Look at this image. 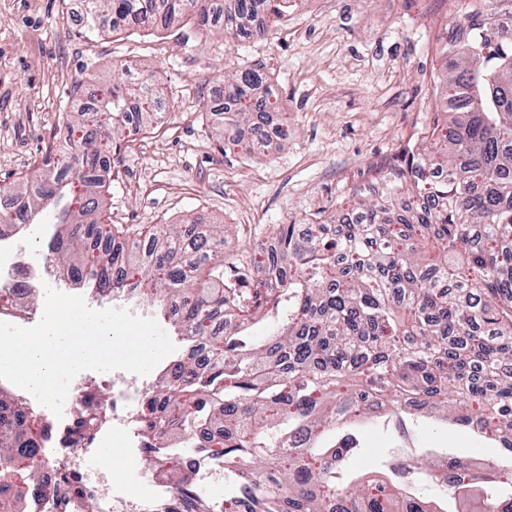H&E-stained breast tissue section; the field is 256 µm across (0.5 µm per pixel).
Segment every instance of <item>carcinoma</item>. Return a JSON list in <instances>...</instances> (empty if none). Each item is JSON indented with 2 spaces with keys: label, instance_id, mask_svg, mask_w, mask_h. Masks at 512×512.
I'll list each match as a JSON object with an SVG mask.
<instances>
[{
  "label": "carcinoma",
  "instance_id": "1",
  "mask_svg": "<svg viewBox=\"0 0 512 512\" xmlns=\"http://www.w3.org/2000/svg\"><path fill=\"white\" fill-rule=\"evenodd\" d=\"M498 2L475 0L471 37L445 49L443 92L468 105L435 113L422 136L431 151L409 155L375 185L402 200L395 215L364 201L351 224L315 213L307 231L280 224L273 247L236 259L224 255L228 226L193 235L170 224L149 234L145 252L124 245L130 230L105 219V146L67 156L79 195L67 197L70 183L48 156L22 193L26 211L0 212L4 224H53L47 253L80 287L133 294L149 285L170 302L166 315L184 342L215 335L212 310L234 314L220 340L175 360L146 400L143 435L174 485L188 482L182 456L161 449L177 438L195 455L224 457L231 490L220 512H429L406 493L419 483L456 501L476 488L481 512H512V32L490 22ZM266 3L85 0L76 22L168 27L190 14L251 37ZM267 89L258 69L224 83L236 107L222 141L238 144L241 130H256ZM149 92L146 79L104 83L99 107L66 123L69 138L91 116L108 126L133 112L152 126ZM262 319L272 322L269 335L244 334ZM388 405L403 434L406 419L435 414L501 453L480 468L446 449L425 458L409 450L380 456L383 479L348 477L362 448L351 419ZM39 447L36 425L0 415V480L16 492L0 499V512H16L38 489Z\"/></svg>",
  "mask_w": 512,
  "mask_h": 512
}]
</instances>
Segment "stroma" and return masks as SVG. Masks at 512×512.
<instances>
[{
  "instance_id": "1",
  "label": "stroma",
  "mask_w": 512,
  "mask_h": 512,
  "mask_svg": "<svg viewBox=\"0 0 512 512\" xmlns=\"http://www.w3.org/2000/svg\"><path fill=\"white\" fill-rule=\"evenodd\" d=\"M74 0H0V182L32 177L58 154L66 113L95 107L112 68L137 81L149 70L157 126H126L111 153L106 215L145 231L198 219L233 231L226 256L266 248L276 225L300 224L316 212L338 216L362 201L385 207L369 188L409 153L434 118L442 92L445 30L466 25L467 0H284L264 13L262 37H222L196 18L169 27L91 30L75 24ZM261 68L276 120L266 156L220 148L212 100L225 74ZM363 453L352 472L375 471L378 453L401 443L384 425L360 428ZM420 455L448 449L475 463L497 448L466 427L445 430L419 418ZM86 469L122 487L132 500L151 491L139 454L100 452Z\"/></svg>"
}]
</instances>
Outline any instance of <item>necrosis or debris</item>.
Here are the masks:
<instances>
[{
	"label": "necrosis or debris",
	"instance_id": "obj_1",
	"mask_svg": "<svg viewBox=\"0 0 512 512\" xmlns=\"http://www.w3.org/2000/svg\"><path fill=\"white\" fill-rule=\"evenodd\" d=\"M5 244V238L0 237V288L21 292L32 287L34 281H51V262L34 269L31 263L11 260ZM146 394L143 381L126 377L113 388L111 400L104 403L95 392L92 377L74 378L63 406V418L44 423L43 445L52 454L44 458L40 487L22 501V512H85V500L91 494L104 503L105 512H210L207 502L190 488L178 491L157 482L149 498L132 505L122 490L106 478L94 483L84 480L87 449L105 447L115 432H123L125 447H142L133 427L132 409L143 402ZM74 478L79 479V487L71 486Z\"/></svg>",
	"mask_w": 512,
	"mask_h": 512
}]
</instances>
